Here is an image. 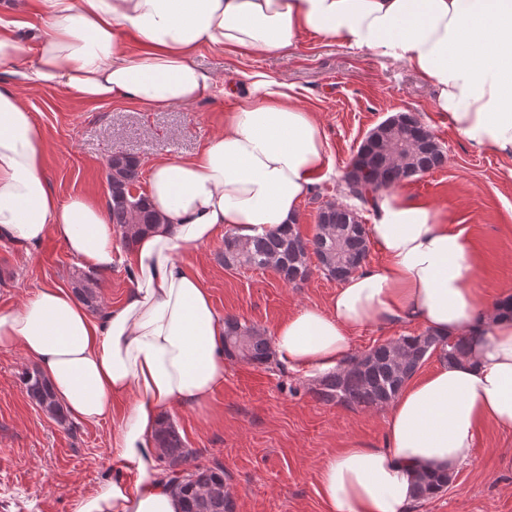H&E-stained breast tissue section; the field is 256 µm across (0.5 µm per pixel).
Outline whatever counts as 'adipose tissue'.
<instances>
[{
	"mask_svg": "<svg viewBox=\"0 0 512 512\" xmlns=\"http://www.w3.org/2000/svg\"><path fill=\"white\" fill-rule=\"evenodd\" d=\"M46 27L24 72L88 101L153 107L224 95L193 63L202 47L279 53L308 35L406 64L435 90L464 142L512 163V0H42ZM141 44L130 53L125 34ZM332 171L322 126L284 84L255 75L247 102L225 111L223 133L188 159L150 172L160 224L122 252L105 208L59 201L44 145L15 87L0 82V240L27 249L60 239L85 267L123 266L132 289L90 315L68 288L37 289L0 311V349L34 360L72 416L96 423L133 396L112 440V479L73 512H180L159 466L164 409L201 406L224 382V320L180 262L224 228L252 238L294 223L300 202ZM368 227L383 262L351 276L328 309L304 307L275 329L276 360L319 375L340 369L355 332L420 324L471 337L468 357L411 381L387 406L381 448H344L317 472L328 512H414L426 472L456 471L478 427L512 431V316L474 286L478 261L463 232L429 202L392 187L374 195Z\"/></svg>",
	"mask_w": 512,
	"mask_h": 512,
	"instance_id": "1",
	"label": "adipose tissue"
}]
</instances>
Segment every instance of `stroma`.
<instances>
[{
  "label": "stroma",
  "mask_w": 512,
  "mask_h": 512,
  "mask_svg": "<svg viewBox=\"0 0 512 512\" xmlns=\"http://www.w3.org/2000/svg\"><path fill=\"white\" fill-rule=\"evenodd\" d=\"M194 61L237 86L253 73L286 83L321 123L334 173L299 205L296 224L306 238L316 231L323 202H345L342 176L362 136L395 113H417L442 144L446 162L406 183V190L449 213L453 229L468 236L479 261L476 288L493 301L512 291V169L493 150H473L451 130L432 88L406 65L316 36L270 55L203 47ZM19 91L42 131L56 196L83 195L105 206L113 153L138 159L135 191L146 193L155 160L193 156L223 131L225 110L242 102L237 95L157 108L87 101L63 87L23 85ZM223 253L219 234L183 261L209 290L220 316L245 319L265 332L298 308H328L336 292V281L318 262L295 288L270 268H225ZM82 271L56 237L27 251L0 242V310H19L45 284L71 287ZM33 366L20 350H0V512H71L79 496L112 478V424L51 420L25 393L22 377ZM314 384L305 373L275 363L228 362L224 385L207 405L165 412L191 451L187 468L222 467L235 512H325L319 464L341 448L383 447L386 411L324 403L313 395ZM420 512H512V432L479 427L472 462Z\"/></svg>",
  "instance_id": "1"
}]
</instances>
